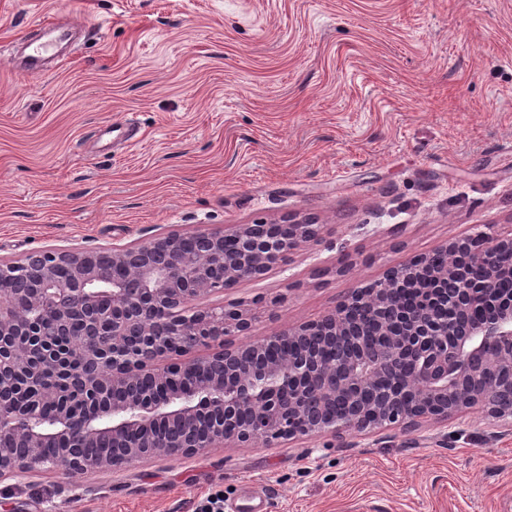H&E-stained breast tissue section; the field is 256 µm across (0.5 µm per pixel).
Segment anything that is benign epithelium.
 <instances>
[{
	"label": "benign epithelium",
	"mask_w": 512,
	"mask_h": 512,
	"mask_svg": "<svg viewBox=\"0 0 512 512\" xmlns=\"http://www.w3.org/2000/svg\"><path fill=\"white\" fill-rule=\"evenodd\" d=\"M320 225L289 221L288 233L269 224H226L197 231L191 254L179 247L181 232L115 246L111 262L99 251L70 248L28 254L21 263L0 265V277L39 270L36 282L0 291V397L16 378L36 380L30 350L12 341L25 314L68 325L75 317L89 337L75 348L81 369L71 382L92 393L128 388L122 402L75 419L65 411L49 428L36 425L37 406L24 405L0 417V439L21 444L19 453L0 452V480H24L45 468L61 470L72 483L91 471H117L145 459L190 455L209 448L268 446L329 433H365L377 428L409 431L480 408L512 426V298L495 315L458 325L462 301L480 288L495 287L505 271L498 258L512 256V237L483 233L438 248L470 250L480 280L445 263L433 270L448 302V316L426 310L402 317L395 290L420 277L433 253L414 255L377 282L355 287L321 318L244 345L228 336L249 335L251 323L237 309L204 299L259 279L281 265L279 258L318 238ZM236 241L224 253V239ZM12 273H6V269ZM208 350L204 357L195 352ZM209 412L221 420L203 438L198 419ZM175 435H157L159 424ZM112 439L111 451L88 458L82 449ZM65 439L51 460L41 450Z\"/></svg>",
	"instance_id": "7a95c632"
}]
</instances>
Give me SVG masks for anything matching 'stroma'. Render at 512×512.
Wrapping results in <instances>:
<instances>
[{
  "label": "stroma",
  "instance_id": "obj_1",
  "mask_svg": "<svg viewBox=\"0 0 512 512\" xmlns=\"http://www.w3.org/2000/svg\"><path fill=\"white\" fill-rule=\"evenodd\" d=\"M80 36L46 74L39 22ZM135 114L136 139L103 129ZM309 217L317 241L225 291L259 339L407 257L512 236V0H0V260ZM512 512V428L479 409L400 432L212 448L0 512ZM26 65L23 74L44 72L43 62L56 57L55 44L52 39L43 40L42 37L30 38L25 43Z\"/></svg>",
  "mask_w": 512,
  "mask_h": 512
}]
</instances>
